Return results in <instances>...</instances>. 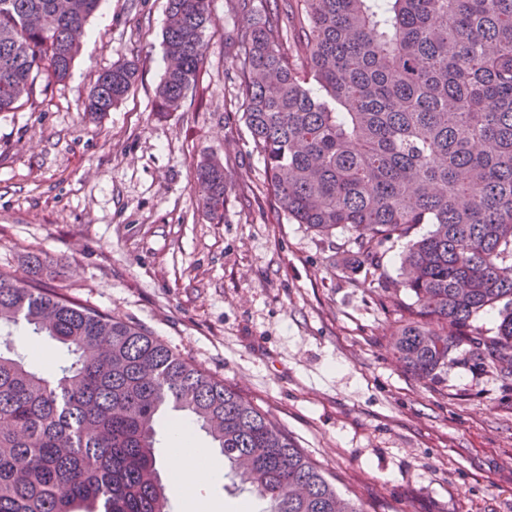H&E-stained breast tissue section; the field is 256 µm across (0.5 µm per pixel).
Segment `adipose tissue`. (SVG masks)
Segmentation results:
<instances>
[{
  "instance_id": "ef3b65f1",
  "label": "adipose tissue",
  "mask_w": 512,
  "mask_h": 512,
  "mask_svg": "<svg viewBox=\"0 0 512 512\" xmlns=\"http://www.w3.org/2000/svg\"><path fill=\"white\" fill-rule=\"evenodd\" d=\"M171 482L185 495L204 483L222 478L223 470L218 469L209 460L206 449L191 446L184 424L176 423L171 427L169 456L166 462Z\"/></svg>"
}]
</instances>
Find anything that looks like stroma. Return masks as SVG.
<instances>
[{
	"label": "stroma",
	"mask_w": 512,
	"mask_h": 512,
	"mask_svg": "<svg viewBox=\"0 0 512 512\" xmlns=\"http://www.w3.org/2000/svg\"><path fill=\"white\" fill-rule=\"evenodd\" d=\"M67 81L0 112V271L158 337L274 417L365 512H512V379L468 347L439 382L403 371L400 313L375 277L277 212L242 119L233 40L250 16L212 0L199 82L158 114L167 0H106ZM137 58L127 99L91 118L100 71ZM233 180L222 223L192 191L202 156Z\"/></svg>",
	"instance_id": "35a3bbf8"
}]
</instances>
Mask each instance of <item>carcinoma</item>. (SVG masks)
Instances as JSON below:
<instances>
[{"label":"carcinoma","instance_id":"cac0c4a2","mask_svg":"<svg viewBox=\"0 0 512 512\" xmlns=\"http://www.w3.org/2000/svg\"><path fill=\"white\" fill-rule=\"evenodd\" d=\"M0 0V112L70 74L100 0ZM243 26V118L278 210L323 236L351 233L340 262L396 294L391 344L406 372L437 382L462 345L512 377V0H283ZM211 0H167L158 112L198 78ZM136 61L99 73L85 112L129 94ZM232 181L198 161L193 190L218 223ZM432 229L419 236L416 227ZM405 241L400 279L387 244ZM498 309L496 334L474 325ZM69 359L31 369L15 331ZM0 512H169L155 454L169 410L205 430L265 512H363L275 421L157 337L41 281L0 272Z\"/></svg>","mask_w":512,"mask_h":512}]
</instances>
